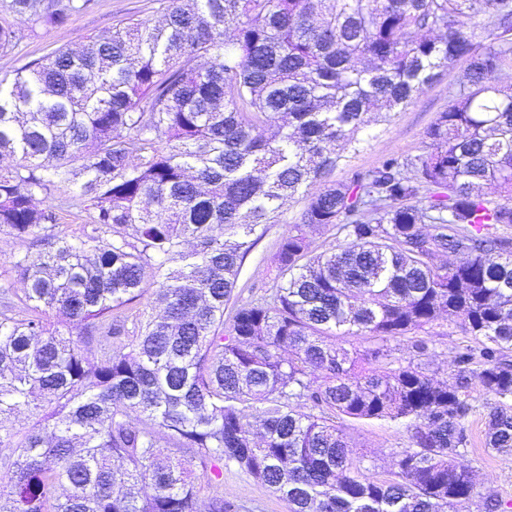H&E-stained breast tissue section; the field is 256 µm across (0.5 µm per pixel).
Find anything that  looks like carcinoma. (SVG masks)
<instances>
[{"label": "carcinoma", "mask_w": 512, "mask_h": 512, "mask_svg": "<svg viewBox=\"0 0 512 512\" xmlns=\"http://www.w3.org/2000/svg\"><path fill=\"white\" fill-rule=\"evenodd\" d=\"M92 2L0 10L35 32ZM157 11L0 78V233L23 282L0 279V512H236L226 464L288 512H457L475 494L456 464L471 379L495 400L485 447L512 452V0ZM19 35L0 25V52ZM460 59L421 154L328 180L372 115ZM292 200L272 287L232 303ZM66 208L87 214L69 234ZM316 232L336 243L313 253ZM445 315L475 341L453 388L422 366L430 340L406 362L391 348ZM338 416L406 429L394 477L348 458Z\"/></svg>", "instance_id": "obj_1"}]
</instances>
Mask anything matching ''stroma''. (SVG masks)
I'll return each mask as SVG.
<instances>
[{"label": "stroma", "instance_id": "stroma-1", "mask_svg": "<svg viewBox=\"0 0 512 512\" xmlns=\"http://www.w3.org/2000/svg\"><path fill=\"white\" fill-rule=\"evenodd\" d=\"M157 7L156 0H94L89 11L72 16L66 26L23 36L12 50L0 52V77L13 75L29 61L55 48H79L87 37L106 34L121 20L157 19ZM466 71L465 60L454 62L414 103L374 124L363 148L349 156L346 166L336 168L330 175L331 180H343L349 170L372 167L390 154L403 157L420 154L428 127L440 112L447 110ZM300 212V203H288L279 223L270 225L247 255L236 286L240 300H249L255 292L272 285L275 275L272 257L288 226L298 222ZM430 339L433 350L424 360L428 373L441 383L455 384V357L461 347L471 344V337L465 336L453 319L446 317L432 326ZM470 391L474 410L466 426L471 444L458 457L457 463L472 473L477 495L463 503L459 512H481V497L488 493L512 504V455H502L484 446L485 418L494 400L484 395L478 386H471ZM337 424L346 436L353 457L362 459L371 473L381 477L395 470L400 452L410 445L404 428L388 421L341 417ZM224 494L239 505V512H288L285 501L231 465L224 468Z\"/></svg>", "mask_w": 512, "mask_h": 512}]
</instances>
